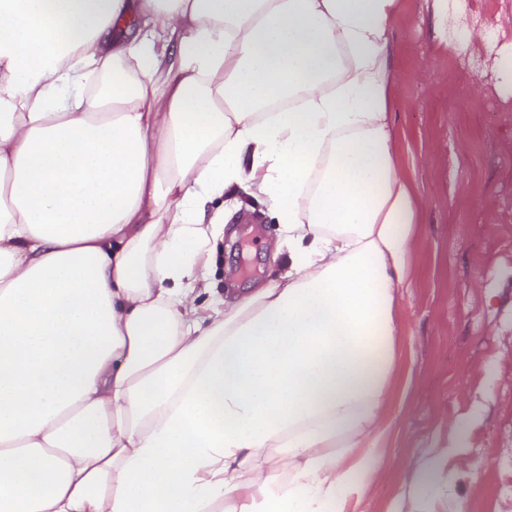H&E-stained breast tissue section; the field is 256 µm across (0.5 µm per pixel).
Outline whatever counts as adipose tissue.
Segmentation results:
<instances>
[{
    "mask_svg": "<svg viewBox=\"0 0 512 512\" xmlns=\"http://www.w3.org/2000/svg\"><path fill=\"white\" fill-rule=\"evenodd\" d=\"M398 0H0V512H346L421 203ZM282 270L211 291L218 198ZM392 512L446 497L440 457Z\"/></svg>",
    "mask_w": 512,
    "mask_h": 512,
    "instance_id": "obj_1",
    "label": "adipose tissue"
}]
</instances>
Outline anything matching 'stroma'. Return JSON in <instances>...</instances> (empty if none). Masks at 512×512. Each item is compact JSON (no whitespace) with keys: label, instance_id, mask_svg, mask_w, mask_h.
<instances>
[{"label":"stroma","instance_id":"stroma-1","mask_svg":"<svg viewBox=\"0 0 512 512\" xmlns=\"http://www.w3.org/2000/svg\"><path fill=\"white\" fill-rule=\"evenodd\" d=\"M434 0H398L391 31L396 158L422 196L407 286L398 294L390 430L383 471L348 512H391L419 463L449 438L450 488L434 512H512V0H459L442 42ZM481 83H472V75ZM217 244L211 278L224 298L265 285L278 262L267 207L240 208Z\"/></svg>","mask_w":512,"mask_h":512}]
</instances>
